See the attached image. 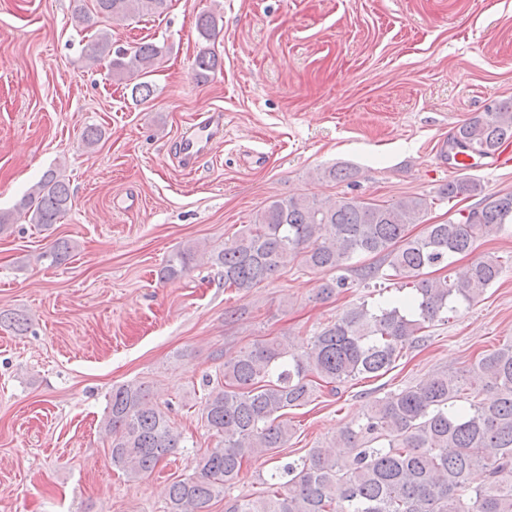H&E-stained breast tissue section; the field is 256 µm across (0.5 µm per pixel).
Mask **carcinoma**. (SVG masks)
<instances>
[{"mask_svg":"<svg viewBox=\"0 0 512 512\" xmlns=\"http://www.w3.org/2000/svg\"><path fill=\"white\" fill-rule=\"evenodd\" d=\"M97 15L112 19L160 15L168 0H92ZM199 35H216L212 13L196 18ZM88 64L108 60L112 77L131 81L132 97L153 96L145 80L162 56V47L142 42L121 51L102 30L83 47ZM220 66L212 52L201 53L196 75L206 78ZM512 141V99L458 125L450 141L475 158L495 155ZM321 178L351 181L357 171L334 165ZM474 179L455 178L439 189L450 200L481 196ZM69 185L48 170L25 196L18 213L49 228L71 208ZM428 209L421 196L377 204L357 196L334 203L306 196L271 200L255 221L209 254L224 287L247 292L272 278L288 259L333 273L317 291L328 300L360 282L399 280L410 292L368 307L353 305L321 327L307 346L296 350L283 339L262 340L239 351L205 376L208 391L201 418L219 443L192 460V473L168 489V512H209L212 501L236 483L243 464L285 448L294 432L281 420L285 411L311 402L314 383L340 385L358 377H377L393 368L403 350L428 325L445 321L460 307L470 308L502 275L500 257L487 255L450 280L429 270L448 266L455 254L472 250L476 240L512 223V193L482 196L480 206L419 236L409 226ZM75 246L60 238L41 258L55 266ZM201 248L185 245L169 255L160 270L175 280L195 264ZM359 255L380 264L351 265ZM103 429L111 439L112 465L130 478L151 473L180 447L167 414L144 383L112 389ZM342 454L312 448L299 464L282 467L283 483L258 498H233L225 512H512V343L482 355L461 374L437 373L424 382L374 401L362 420L342 427L335 438ZM476 469L484 482L471 486Z\"/></svg>","mask_w":512,"mask_h":512,"instance_id":"obj_1","label":"carcinoma"}]
</instances>
